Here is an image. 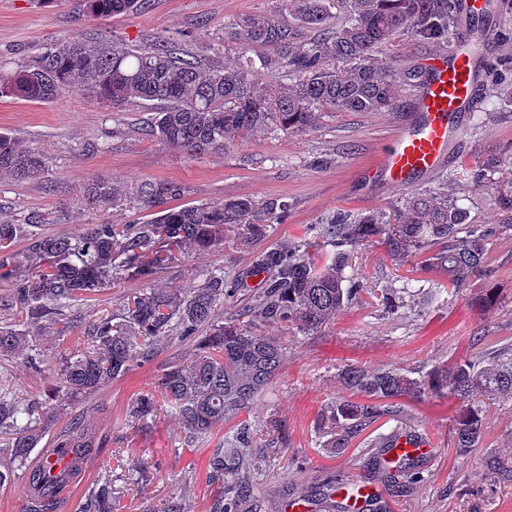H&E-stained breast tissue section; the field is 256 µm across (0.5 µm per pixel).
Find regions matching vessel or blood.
Listing matches in <instances>:
<instances>
[{"label": "vessel or blood", "mask_w": 512, "mask_h": 512, "mask_svg": "<svg viewBox=\"0 0 512 512\" xmlns=\"http://www.w3.org/2000/svg\"><path fill=\"white\" fill-rule=\"evenodd\" d=\"M428 69L429 81L416 98L412 118L397 130L378 166L365 172V180L405 188L438 170L449 158L453 143L465 129L467 114L484 91L470 33H462L453 52L434 58ZM388 444L393 457L429 451L427 443L412 444L402 431L394 432ZM350 487L342 496L345 512H362L373 488L360 480L351 481Z\"/></svg>", "instance_id": "1"}]
</instances>
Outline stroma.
<instances>
[{"mask_svg":"<svg viewBox=\"0 0 512 512\" xmlns=\"http://www.w3.org/2000/svg\"><path fill=\"white\" fill-rule=\"evenodd\" d=\"M501 2L500 10L482 21L464 23L483 38V55L502 82L499 91L480 96L441 176L460 175L462 162L498 150L506 164L494 179L503 186L512 178V0ZM253 17L290 20L282 0H151L147 9L112 17L90 16L81 0H0V60L17 68L79 34L142 46L162 35L204 62L236 64L242 53L225 45L224 27ZM452 50L449 43L436 46L404 35L388 46L383 58L424 69L432 58ZM418 92V86H402L403 106L397 111L331 112L310 134L262 131L225 152L197 157L146 136L143 122L149 111L144 107L117 111L76 90L49 102L0 96V131H9L24 146L43 153L49 165L34 180L0 178V218L18 221L38 212L46 219L48 233L145 220L132 200L86 205L83 188L96 176L130 189L146 180L175 182L182 186L187 203H218L232 197L258 202L286 199L287 219L272 225L266 238L245 247L234 236H226L222 247L188 253L159 278L161 286L187 288L198 284L200 275L219 272L226 282L238 284L235 302L241 306L261 287L249 274L258 252L302 237L325 215L387 210L402 196V189L364 182L362 174L379 162L382 150L411 117ZM357 265L367 293L348 305L326 331L289 339L282 368L246 417L256 444L254 512H284L293 500L308 501L309 512H340L325 496L331 485L346 478L379 483L359 448L337 455L317 439L321 409L340 394L337 373L343 365L425 373L446 362L494 352L512 354V236L494 242L488 276L475 278L466 288L443 291L438 299L416 301L411 309L395 314L385 313L379 291L395 280L420 278L418 268L399 265L378 244L362 248ZM490 288L496 294L494 304L479 307V298ZM83 345L79 328L61 340L47 338L38 373L0 357V383L8 384L17 396L44 399L60 355ZM193 350L188 341L165 344L152 361L84 401L57 404L51 435L34 449L30 466L38 465L51 448L52 435L73 415H83L102 442L63 492L59 512H81L90 487L107 471L119 496L117 512H147L169 498L185 502L189 512H210L217 488L206 478L211 452L223 434L188 441L168 415L141 431L124 424L131 398L154 389L163 367L185 360ZM405 415L408 430L427 436L434 450L423 464L421 482L383 494L386 512H512L511 400L491 410L478 447L465 453L455 448L451 402L434 396L409 400ZM141 456L160 462L145 486L126 478L132 459Z\"/></svg>","mask_w":512,"mask_h":512,"instance_id":"1","label":"stroma"}]
</instances>
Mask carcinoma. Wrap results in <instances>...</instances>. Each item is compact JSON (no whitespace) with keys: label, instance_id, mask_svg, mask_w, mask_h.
Here are the masks:
<instances>
[{"label":"carcinoma","instance_id":"obj_1","mask_svg":"<svg viewBox=\"0 0 512 512\" xmlns=\"http://www.w3.org/2000/svg\"><path fill=\"white\" fill-rule=\"evenodd\" d=\"M150 0H85L87 13L108 17L147 7ZM330 0H283L300 21L314 30L304 39L265 18L229 27L224 40L254 54L239 65H206L170 39L157 36L145 47L117 39L71 37L42 53L36 65L9 69L0 64V94L43 102L77 89L114 109L148 103L152 115L146 135L191 156L226 150L258 131L305 135L327 112H387L397 108L402 85L419 72L398 70L383 61L396 36L410 34L428 42H445L460 33L459 0H341L346 17L338 22ZM267 70L288 69L303 77L292 84L259 85L252 78L255 63ZM501 159L488 154L470 170L467 182L442 180L425 192H413L394 207V215L372 210L339 213L317 224L309 236L255 256L252 274L263 287L235 317L224 318V300L234 289L224 276L206 273L194 288H162L158 276L190 250L224 244L237 230L242 239H259L271 224L288 214V202L261 204L248 197L175 206L183 188L174 182L145 181L133 199L150 213L141 224H89L83 232L46 233L40 215L23 223L0 219V283L13 288L0 294V311L18 306L19 324L0 323V355L42 366L40 339L84 325L86 347L60 357L58 393L77 402L135 367L153 359L160 346L202 336L197 353L163 369L158 390L136 395L126 411L131 427L144 428L166 404L188 438L204 437L251 411L283 366L288 351L276 336L257 333L264 322L301 336L329 327L361 292L364 284L352 264L366 242L379 243L401 264L417 262L430 274L425 283L402 281L381 289L389 309L405 306L429 286L455 289L486 274L493 238L512 236V188L498 193L504 215L500 224H474L458 205L456 191L486 186ZM44 157L0 132V176L32 180L45 171ZM125 187L96 176L84 188V201L117 202ZM333 247L320 265L311 253ZM135 282L133 296L115 309L84 316L74 311L92 292L115 283ZM345 396L328 402L321 413L322 447L335 453L379 420L400 419L401 400L433 395L459 402L455 445L464 453L477 447L487 413L500 400H512V357L495 355L483 361L464 359L438 365L412 377L399 368L348 364L338 374ZM45 403L21 400L0 388V486L23 472L28 486L27 512H56L61 489L81 471L94 436L74 417L54 440L53 455L28 468V459L48 428ZM374 465L391 487L422 480L420 459L402 456L382 461L383 437L362 440ZM210 479L218 482L211 512H247L249 482L254 471L252 444L242 433L227 434L210 459ZM157 469L140 458L128 479L146 482ZM116 492L112 476H100L82 512H113Z\"/></svg>","mask_w":512,"mask_h":512}]
</instances>
